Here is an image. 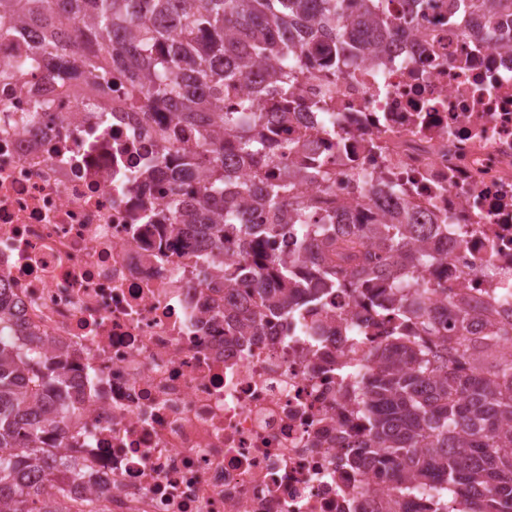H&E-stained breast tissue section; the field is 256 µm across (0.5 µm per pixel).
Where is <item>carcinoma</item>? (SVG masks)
<instances>
[{"label": "carcinoma", "mask_w": 512, "mask_h": 512, "mask_svg": "<svg viewBox=\"0 0 512 512\" xmlns=\"http://www.w3.org/2000/svg\"><path fill=\"white\" fill-rule=\"evenodd\" d=\"M70 24L60 27L43 53L78 56L94 76L114 66L129 73L133 109L158 105L172 115L173 127L204 119L220 124L224 139L182 156L180 168L196 175L200 208L210 207L208 223H178L162 216L174 236L194 232L206 239L215 265L224 248L253 257L258 286L239 310L243 333L254 330L261 313L288 316L326 303L338 288L367 297L380 288L395 296L391 335L372 351L374 370L366 397L372 440L366 445L390 481L403 476L436 497L437 512L458 499L462 512H512V359H486L512 345V313L492 314L485 301L460 292L448 296V271L426 280L422 272L438 258L425 243L448 231L414 216L357 219L338 223L310 215L317 206L299 197V180L319 169L293 175L284 155L274 152L260 130L263 113L254 98L242 96L224 110V94L234 77L246 81L259 60H275L272 91L286 94L291 73L301 64L306 39L328 38L334 46L358 38L361 50L386 44L398 24L412 16L419 0H401V16L386 0H60ZM512 0H459L451 17L466 10L500 14ZM0 19L53 26L51 0H0ZM272 165L257 188L274 212L288 208V223L247 224L240 193L226 188L227 164ZM293 230L298 248L272 256L279 236ZM443 297L442 306L435 305ZM8 308L0 310V512H60L61 504L39 499L30 476L40 472L49 485L60 471L38 457L36 445L55 432L54 420L34 411L51 399L50 388L64 385L52 357L6 336ZM453 315L460 328L430 349L411 335L428 333Z\"/></svg>", "instance_id": "1"}]
</instances>
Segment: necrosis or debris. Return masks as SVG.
<instances>
[{"instance_id": "4bbe7bcc", "label": "necrosis or debris", "mask_w": 512, "mask_h": 512, "mask_svg": "<svg viewBox=\"0 0 512 512\" xmlns=\"http://www.w3.org/2000/svg\"><path fill=\"white\" fill-rule=\"evenodd\" d=\"M455 11L424 0L371 57L333 68L318 44L287 97L261 75L247 91L257 111L287 113L267 136L303 145L289 166L326 171L304 195L335 215L392 180L394 209L447 225L433 245L449 287L498 308L512 289V47L483 40L485 14L457 24ZM127 85L48 59L21 27L0 34V300L11 334L54 356L77 403L62 444L42 446L77 467L65 512H435L374 460L348 464L370 439L363 389L387 298L340 290L237 335L251 258L229 249L216 268L200 236L171 240L160 222L198 184L163 177L157 158L215 140L216 126L174 131L164 110L129 108ZM320 98L327 113L309 109ZM352 325L365 334L347 336Z\"/></svg>"}]
</instances>
